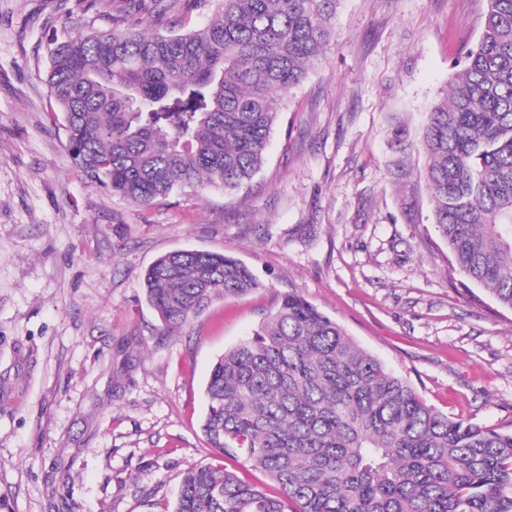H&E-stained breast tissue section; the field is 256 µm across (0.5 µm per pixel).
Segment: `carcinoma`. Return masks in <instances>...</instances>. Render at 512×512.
Instances as JSON below:
<instances>
[{"label":"carcinoma","instance_id":"obj_1","mask_svg":"<svg viewBox=\"0 0 512 512\" xmlns=\"http://www.w3.org/2000/svg\"><path fill=\"white\" fill-rule=\"evenodd\" d=\"M204 2L198 30L128 26L50 49L74 164L142 208L251 182L277 99L336 38L338 0ZM487 2L419 151L450 270L512 310V0ZM258 287L242 260L195 249L143 275L166 330L216 294ZM204 393L209 446L264 472L278 494L209 464L183 476L173 512H512V431L427 404L297 293L216 359Z\"/></svg>","mask_w":512,"mask_h":512}]
</instances>
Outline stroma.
<instances>
[{"label":"stroma","mask_w":512,"mask_h":512,"mask_svg":"<svg viewBox=\"0 0 512 512\" xmlns=\"http://www.w3.org/2000/svg\"><path fill=\"white\" fill-rule=\"evenodd\" d=\"M486 9L340 0L251 185L143 211L73 165L48 50L119 12L194 30L207 8L164 22L152 0H0V512H173L183 474L218 460L199 429L213 363L288 292L427 403L512 428V311L450 274L417 150ZM177 249L237 257L261 286L165 331L142 275Z\"/></svg>","instance_id":"35a3bbf8"}]
</instances>
